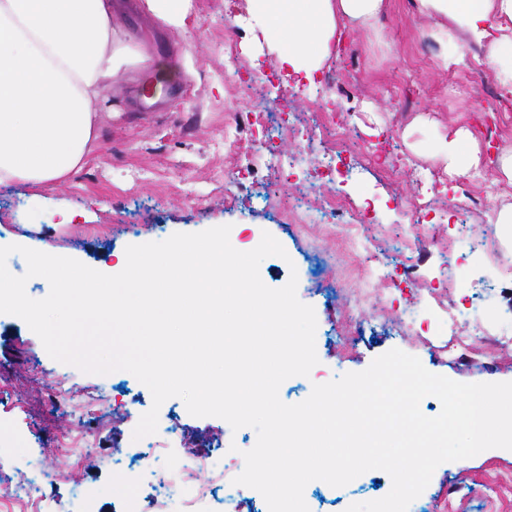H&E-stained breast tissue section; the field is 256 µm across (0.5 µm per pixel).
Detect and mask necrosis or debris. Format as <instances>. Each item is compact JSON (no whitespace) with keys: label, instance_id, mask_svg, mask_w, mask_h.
I'll use <instances>...</instances> for the list:
<instances>
[{"label":"necrosis or debris","instance_id":"1","mask_svg":"<svg viewBox=\"0 0 512 512\" xmlns=\"http://www.w3.org/2000/svg\"><path fill=\"white\" fill-rule=\"evenodd\" d=\"M352 97V91L341 86L328 70L322 75L317 109L298 113L294 120L276 126L270 124L269 113L278 109V102L273 98L253 103L249 111L233 113L224 126L225 152L236 158L238 145L244 139L251 142L252 149L245 162L237 161L234 167L225 169L224 192L229 195L239 188L243 171L258 158L266 170L281 176L289 177L296 169L306 168L305 181L296 183L294 194L281 203L287 223L303 225L315 237L320 236L325 225H336L332 244L338 256L344 260L363 257L373 262L382 249L383 239L389 238V230L376 228L367 209L336 186L337 162L363 152L353 137V125L336 120L342 103ZM431 207V201L422 194L402 198L400 202L401 245L396 263L405 280L419 277L418 266L411 257L415 247L411 233L419 225L423 212ZM395 285L389 273L377 271L358 294L344 297L346 315H380L391 305ZM441 328L448 332L454 349L461 351L512 342L506 331L486 320L465 334L453 317L442 322ZM75 389L67 375L56 376L48 397L51 410L61 414L76 410L90 415L107 412V396L88 394L79 400ZM186 454L194 464L182 468L178 475L184 512H207L206 503L215 486L225 483L230 474L243 470L245 463L229 453L218 459L190 448ZM18 458L16 449L0 448V512H66L65 506L47 491L52 475L46 471L37 475L18 471Z\"/></svg>","mask_w":512,"mask_h":512}]
</instances>
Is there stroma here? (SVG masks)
<instances>
[{
  "label": "stroma",
  "mask_w": 512,
  "mask_h": 512,
  "mask_svg": "<svg viewBox=\"0 0 512 512\" xmlns=\"http://www.w3.org/2000/svg\"><path fill=\"white\" fill-rule=\"evenodd\" d=\"M186 27L165 26L147 10L136 20H123L118 36L130 50L164 60L178 74L177 100L141 115L131 89L141 71L132 67L109 79L98 105V141L86 165L68 181L34 188L23 182L0 185V246L18 244L53 255L79 260L105 274H115L119 257L131 244L162 241L177 232L195 233L230 225L231 239H261L272 234L287 256H270L260 264L262 281L283 287L297 276V297L316 313L318 364L309 376H293L279 389L287 404L309 397L314 385L348 372L365 370L374 358L393 348L414 355L430 372L462 383L512 382V348L468 353L448 350V337L427 332L402 333L394 315L421 321L428 313L411 306V289L394 291L391 317L354 326L341 312L337 291L355 287L359 274L352 269L326 265L327 256L316 240L298 225L279 221L275 209L241 190L236 200L224 197V148L221 133L227 109L246 111L251 100L265 96L263 87L242 95L224 78V21L234 18L238 29L240 61L244 71L275 73L274 90L280 95L279 119L292 112L316 108L315 85H305L303 96L291 93V83L279 78L280 53L275 40L264 39L249 17L248 0H190ZM437 18L422 14L411 0H384L378 17L369 26L343 31L336 45L341 53L340 80L355 88L358 107L351 121L359 143L383 160L386 167L366 165L356 179L344 183L346 192L368 199L370 215L379 224H396L401 216L396 199L408 192L399 171L403 166L442 170L432 153L434 142L449 128L465 125L476 133L484 150L480 166L496 192L483 209L471 210L472 225L492 224L502 202L512 203V186L499 181L493 161L499 148L512 146V128L495 126L494 115L475 98L463 95L459 84L469 82L480 50L466 48L463 64L444 68V41L436 36ZM430 44L431 58L418 72L422 89L407 92L410 110L402 124H394L382 98L398 80L402 67L412 64L423 44ZM141 170L146 179L131 186L130 172ZM482 256L468 258L470 279L442 292L460 324L491 317L512 331V302L500 291L512 289V277L485 281L475 268ZM69 373L79 389L106 392L115 411L81 419L82 428L98 433L105 445L94 462H78L59 454L42 460L54 476L51 493L71 498L77 485L108 483L115 459L109 442L128 441L138 419L152 406V394L133 374L96 375L52 359L39 337L20 318L0 313V433L14 439L28 438L30 445L62 432V421L47 407L48 385L55 375ZM159 430H176L202 444L228 449L234 456L251 450L257 432L250 427L232 429L217 417H195L178 398L166 400L158 415ZM143 458L132 482L117 495L97 500L92 512H126L130 499L147 503L159 479H174L186 461L183 452L157 456L142 448ZM512 473V450L492 448L480 454L439 465L423 493L408 512H438L450 502L452 512H512V484L502 483ZM391 479L381 470H370L348 485L335 488L315 480L304 490L310 512H346L353 503L384 497ZM268 512L262 495L247 486L217 485L208 512Z\"/></svg>",
  "instance_id": "stroma-1"
}]
</instances>
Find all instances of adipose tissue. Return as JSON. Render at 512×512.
<instances>
[{
	"label": "adipose tissue",
	"instance_id": "ef3b65f1",
	"mask_svg": "<svg viewBox=\"0 0 512 512\" xmlns=\"http://www.w3.org/2000/svg\"><path fill=\"white\" fill-rule=\"evenodd\" d=\"M255 26L276 35L292 78H313L332 50L337 20L366 25L383 0H249ZM444 18L445 66L464 49H485L497 70H512V0H419ZM146 7L164 24L185 27L189 0H0V184L40 188L66 181L97 147L96 105L106 80L135 65L116 37L115 13ZM449 173L481 160L467 127L433 145Z\"/></svg>",
	"mask_w": 512,
	"mask_h": 512
}]
</instances>
